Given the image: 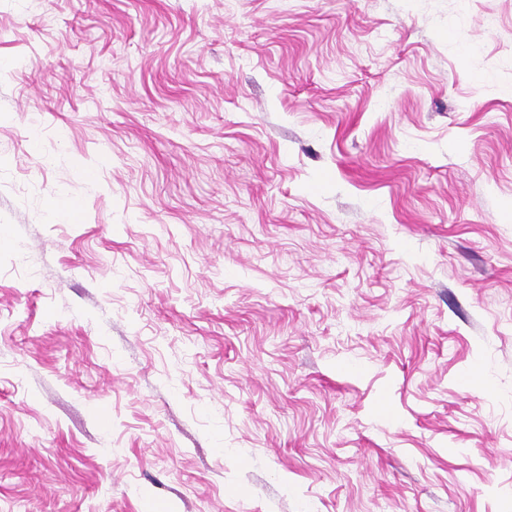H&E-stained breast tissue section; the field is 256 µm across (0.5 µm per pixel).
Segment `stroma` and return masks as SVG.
Masks as SVG:
<instances>
[{
  "label": "stroma",
  "instance_id": "1",
  "mask_svg": "<svg viewBox=\"0 0 512 512\" xmlns=\"http://www.w3.org/2000/svg\"><path fill=\"white\" fill-rule=\"evenodd\" d=\"M0 512H512V0H0Z\"/></svg>",
  "mask_w": 512,
  "mask_h": 512
}]
</instances>
